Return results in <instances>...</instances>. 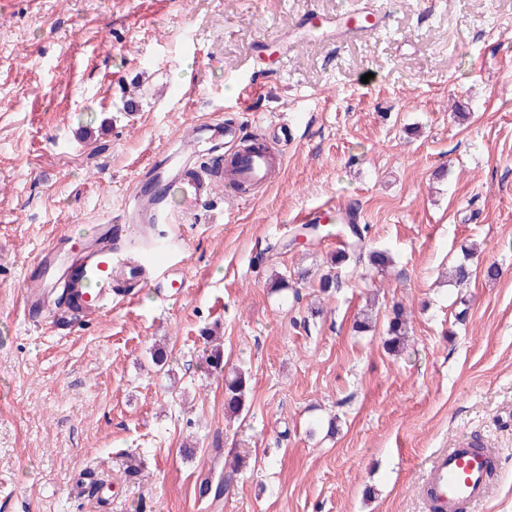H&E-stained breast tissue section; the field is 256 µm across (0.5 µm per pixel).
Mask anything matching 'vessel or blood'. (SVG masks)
<instances>
[{
    "label": "vessel or blood",
    "instance_id": "vessel-or-blood-1",
    "mask_svg": "<svg viewBox=\"0 0 512 512\" xmlns=\"http://www.w3.org/2000/svg\"><path fill=\"white\" fill-rule=\"evenodd\" d=\"M224 141L239 163L234 180H226L223 166L202 171L190 160L173 164L159 174V186L151 192L134 184L131 195L136 204L132 215L122 225L101 224L92 228L89 236L71 235L52 239L39 255V272L24 285L23 307L26 313L44 310L48 300L46 288L49 273H57L62 287L78 292L79 314L88 319L111 311L113 303L122 302L123 289L145 288L165 276L169 261L150 253H136L119 247L121 227L168 222L173 205L181 208L197 206L217 189L227 196L244 198L246 190H265L273 183L270 148L247 152L243 144L247 137L241 128L221 121L197 124L195 133L183 147L196 153L201 135ZM350 207L329 205L315 212L298 213V224L345 223L357 219ZM498 457L494 449L473 443H459L440 450L429 462L421 487V496L429 512H472L484 502L497 470Z\"/></svg>",
    "mask_w": 512,
    "mask_h": 512
}]
</instances>
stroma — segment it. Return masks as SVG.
<instances>
[{
	"mask_svg": "<svg viewBox=\"0 0 512 512\" xmlns=\"http://www.w3.org/2000/svg\"><path fill=\"white\" fill-rule=\"evenodd\" d=\"M215 117L293 139L268 190L145 229L184 287L89 323L25 313L41 249L121 220L163 148ZM329 200L394 265L323 294L338 242L293 245V219ZM235 369L251 389L229 418ZM464 440L502 461L473 512H512V0H0V512H427V462ZM237 456L222 503L201 499ZM404 310L395 306L392 310V317L388 322L387 338L384 345L388 350L395 351L404 346L409 336V328Z\"/></svg>",
	"mask_w": 512,
	"mask_h": 512,
	"instance_id": "35a3bbf8",
	"label": "stroma"
}]
</instances>
